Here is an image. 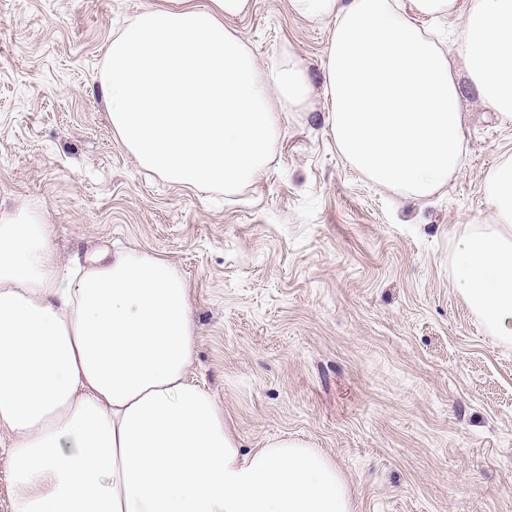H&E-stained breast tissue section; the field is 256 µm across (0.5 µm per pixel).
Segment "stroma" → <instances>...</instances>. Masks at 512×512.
<instances>
[{"mask_svg":"<svg viewBox=\"0 0 512 512\" xmlns=\"http://www.w3.org/2000/svg\"><path fill=\"white\" fill-rule=\"evenodd\" d=\"M162 2L0 0V216L40 206L65 257L134 245L174 263L192 375L245 448L312 441L357 512H512V345L485 332L450 272L512 126L469 97L447 187L425 201L378 187L327 126L332 23L252 0L225 26L260 66L294 51L313 105L282 113L269 168L239 193L170 183L117 140L99 93L108 42Z\"/></svg>","mask_w":512,"mask_h":512,"instance_id":"35a3bbf8","label":"stroma"}]
</instances>
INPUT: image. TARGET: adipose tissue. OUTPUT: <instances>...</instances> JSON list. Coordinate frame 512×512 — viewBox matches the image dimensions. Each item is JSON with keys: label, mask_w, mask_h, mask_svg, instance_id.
Returning a JSON list of instances; mask_svg holds the SVG:
<instances>
[{"label": "adipose tissue", "mask_w": 512, "mask_h": 512, "mask_svg": "<svg viewBox=\"0 0 512 512\" xmlns=\"http://www.w3.org/2000/svg\"><path fill=\"white\" fill-rule=\"evenodd\" d=\"M333 24L327 124L375 185L426 199L463 167L473 92L512 125V0H288ZM250 0H191L137 14L104 55L112 130L145 169L232 194L263 174L278 114L307 110L303 62L260 70L224 20ZM456 18L460 71L419 18ZM484 209L452 252L455 290L512 343V156L482 184ZM188 283L138 248L65 260L37 207L0 219V431L13 512H355L343 472L307 440L244 450L190 376Z\"/></svg>", "instance_id": "adipose-tissue-1"}]
</instances>
